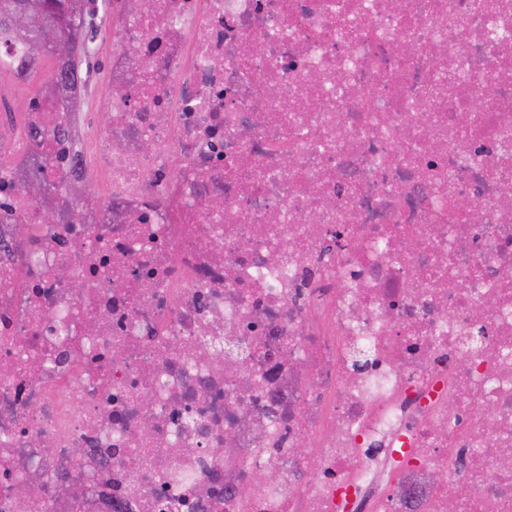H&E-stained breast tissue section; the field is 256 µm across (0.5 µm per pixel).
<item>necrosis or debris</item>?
Instances as JSON below:
<instances>
[{
    "instance_id": "1",
    "label": "necrosis or debris",
    "mask_w": 512,
    "mask_h": 512,
    "mask_svg": "<svg viewBox=\"0 0 512 512\" xmlns=\"http://www.w3.org/2000/svg\"><path fill=\"white\" fill-rule=\"evenodd\" d=\"M110 27L0 120V512H512V0Z\"/></svg>"
}]
</instances>
